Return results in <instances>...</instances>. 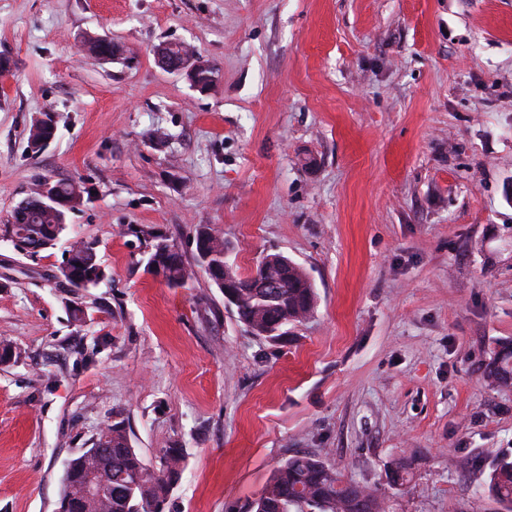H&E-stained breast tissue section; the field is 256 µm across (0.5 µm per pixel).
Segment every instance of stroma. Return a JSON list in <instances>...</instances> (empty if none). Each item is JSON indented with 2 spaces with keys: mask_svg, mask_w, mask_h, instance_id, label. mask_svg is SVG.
<instances>
[{
  "mask_svg": "<svg viewBox=\"0 0 512 512\" xmlns=\"http://www.w3.org/2000/svg\"><path fill=\"white\" fill-rule=\"evenodd\" d=\"M168 43L218 93L161 70ZM1 55L0 224L38 182L80 181L65 235L109 277L73 291L60 249L0 238V337L25 352L0 365V512H55L112 420L149 461L183 448L165 512H246L297 452L390 512H512L481 494L512 456V385L481 368L512 343V0H0ZM201 224L241 273L266 253L308 273L290 342L250 335L205 275L145 272L135 229L189 262Z\"/></svg>",
  "mask_w": 512,
  "mask_h": 512,
  "instance_id": "1",
  "label": "stroma"
}]
</instances>
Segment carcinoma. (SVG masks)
<instances>
[{"mask_svg": "<svg viewBox=\"0 0 512 512\" xmlns=\"http://www.w3.org/2000/svg\"><path fill=\"white\" fill-rule=\"evenodd\" d=\"M59 196L74 201L70 210L84 202V188L76 181L60 180L52 184ZM50 209H37L28 217L12 214L8 224L0 225V237L17 240L20 251L31 256L52 249L66 229L61 215ZM137 233L151 239L146 267L160 268L163 279L171 287H186L197 278L198 269L206 265L224 273V236L207 225L195 233V264L185 262L173 252L175 245L165 236L151 230ZM63 253L67 273L62 281L77 290H88L109 276L100 262L93 243L72 238ZM237 289L235 315L237 321L253 336L282 344L291 336H267L276 324L292 329L310 317L316 306L312 280L299 265L283 271L280 254L262 257L255 271L235 273ZM274 279L277 286L266 295L252 287L258 279ZM24 351L16 342L0 338V364H17ZM484 379L490 384L512 382V347H504L486 364ZM184 449L162 448L153 464L131 445L124 421H112L102 429L98 450L71 458V470L63 473L58 512H66L64 502L80 496L86 475L95 472L109 485L108 492L85 501V512H163L171 491L183 473ZM412 462L406 458L393 461L387 472L390 486L398 488L409 481ZM482 494L512 506V458L496 460L486 477ZM388 502L368 485L344 480L323 458L315 454H294L283 461L266 481L261 494L249 504V512H388Z\"/></svg>", "mask_w": 512, "mask_h": 512, "instance_id": "carcinoma-1", "label": "carcinoma"}]
</instances>
